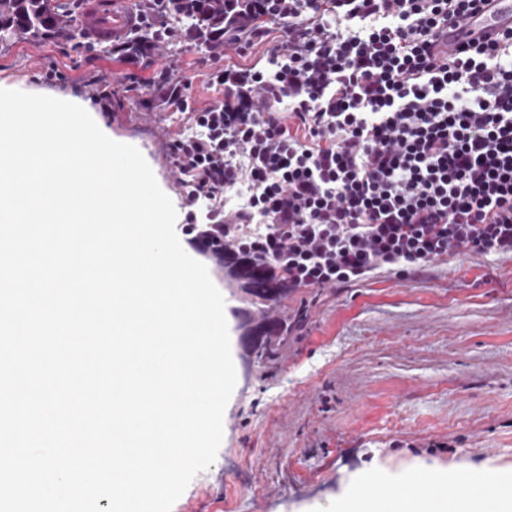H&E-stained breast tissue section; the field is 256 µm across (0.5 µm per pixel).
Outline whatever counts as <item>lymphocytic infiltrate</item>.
Listing matches in <instances>:
<instances>
[{
  "instance_id": "1",
  "label": "lymphocytic infiltrate",
  "mask_w": 512,
  "mask_h": 512,
  "mask_svg": "<svg viewBox=\"0 0 512 512\" xmlns=\"http://www.w3.org/2000/svg\"><path fill=\"white\" fill-rule=\"evenodd\" d=\"M478 3L226 0L232 45L266 43V66L210 64L224 102L202 110L171 71L148 87L185 120L167 142L183 233L292 291L512 255V32L434 53Z\"/></svg>"
}]
</instances>
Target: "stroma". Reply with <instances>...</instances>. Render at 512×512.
Returning a JSON list of instances; mask_svg holds the SVG:
<instances>
[{
	"mask_svg": "<svg viewBox=\"0 0 512 512\" xmlns=\"http://www.w3.org/2000/svg\"><path fill=\"white\" fill-rule=\"evenodd\" d=\"M206 55L187 45L127 61L98 46L21 41L0 48V82L80 98L105 77L113 98L103 121L144 150L176 196L164 134L180 117L151 113L147 89L127 84L170 69L196 108L220 105ZM235 309L225 306L237 382L223 441L172 512H336L368 471L395 483L423 466L512 471V256L289 293L275 314L306 318L272 362L249 359Z\"/></svg>",
	"mask_w": 512,
	"mask_h": 512,
	"instance_id": "35a3bbf8",
	"label": "stroma"
}]
</instances>
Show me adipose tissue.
Here are the masks:
<instances>
[{"mask_svg": "<svg viewBox=\"0 0 512 512\" xmlns=\"http://www.w3.org/2000/svg\"><path fill=\"white\" fill-rule=\"evenodd\" d=\"M477 478L485 491L473 500L438 502L413 491L397 499L378 497L368 502L349 496L342 512H512V472L485 471Z\"/></svg>", "mask_w": 512, "mask_h": 512, "instance_id": "1", "label": "adipose tissue"}]
</instances>
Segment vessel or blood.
<instances>
[{
	"instance_id": "vessel-or-blood-1",
	"label": "vessel or blood",
	"mask_w": 512,
	"mask_h": 512,
	"mask_svg": "<svg viewBox=\"0 0 512 512\" xmlns=\"http://www.w3.org/2000/svg\"><path fill=\"white\" fill-rule=\"evenodd\" d=\"M116 6V0H91L83 17V26L93 40L103 43L128 32L131 17L118 12ZM510 30L512 0H487L482 9L440 31L437 52L442 57L452 55L465 43L495 39Z\"/></svg>"
}]
</instances>
